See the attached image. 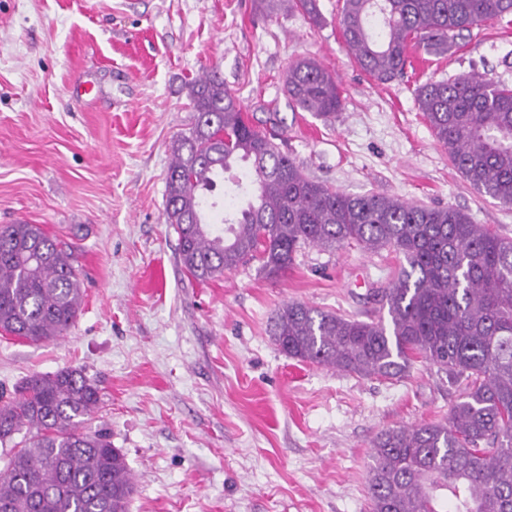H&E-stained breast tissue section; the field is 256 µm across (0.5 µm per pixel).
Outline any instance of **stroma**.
Listing matches in <instances>:
<instances>
[{
    "label": "stroma",
    "mask_w": 512,
    "mask_h": 512,
    "mask_svg": "<svg viewBox=\"0 0 512 512\" xmlns=\"http://www.w3.org/2000/svg\"><path fill=\"white\" fill-rule=\"evenodd\" d=\"M256 0H0V224L74 242L84 304L66 337L0 335V388L78 367L99 388L106 430L135 477L130 512H368L371 443L386 429L446 420L445 374L360 378L280 351L273 312L296 301L368 321L398 271L388 250L308 246L277 278L258 262L200 282L165 221L173 142L196 118L189 86L215 71L249 120L277 115L282 148L311 178L353 195L453 205L512 237V209L451 164L416 88L474 72L512 85V25L418 45L402 77L364 72L337 24ZM306 57L336 78L324 122L290 102L284 74ZM92 85L77 98L79 83Z\"/></svg>",
    "instance_id": "stroma-1"
}]
</instances>
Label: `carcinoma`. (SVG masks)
I'll return each mask as SVG.
<instances>
[{"mask_svg":"<svg viewBox=\"0 0 512 512\" xmlns=\"http://www.w3.org/2000/svg\"><path fill=\"white\" fill-rule=\"evenodd\" d=\"M313 23L317 0H288ZM512 15V0H342L337 22L357 64L385 83L409 50H437L473 27ZM295 107L336 120L335 77L311 59L289 62ZM196 120L172 146L165 217L178 260L207 281L252 260L270 277L306 246L345 244L399 255L381 290L390 323L283 304L270 333L288 357L361 377L401 380L417 364L464 383L444 422L389 429L372 442L369 512H512V237L455 206L380 193L351 195L307 176L283 152L284 126L245 119L216 72L190 88ZM419 109L454 168L483 196L512 208V86L460 74L416 90ZM237 188L219 229L206 192L234 167ZM84 292L72 253L40 224L0 226V333L40 343L63 336ZM100 402L79 368L33 377L0 393V512H128L135 481L111 435L84 430ZM21 441H14L17 434Z\"/></svg>","mask_w":512,"mask_h":512,"instance_id":"obj_1","label":"carcinoma"}]
</instances>
